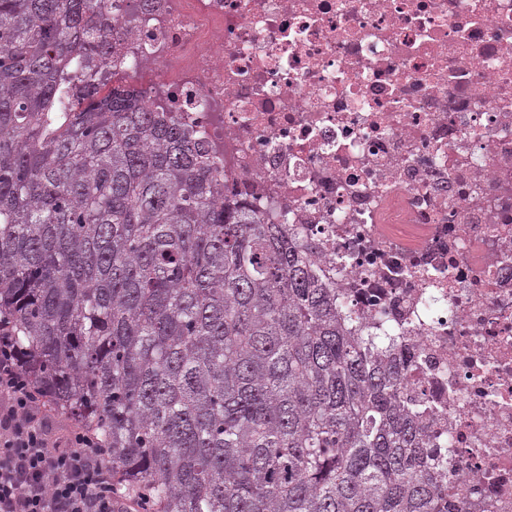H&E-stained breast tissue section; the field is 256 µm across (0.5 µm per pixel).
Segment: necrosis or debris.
Returning a JSON list of instances; mask_svg holds the SVG:
<instances>
[{
  "label": "necrosis or debris",
  "instance_id": "4bbe7bcc",
  "mask_svg": "<svg viewBox=\"0 0 512 512\" xmlns=\"http://www.w3.org/2000/svg\"><path fill=\"white\" fill-rule=\"evenodd\" d=\"M111 3L117 77L411 350L456 497L512 512V0Z\"/></svg>",
  "mask_w": 512,
  "mask_h": 512
}]
</instances>
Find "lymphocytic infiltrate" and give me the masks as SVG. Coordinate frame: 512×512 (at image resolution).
<instances>
[{"label":"lymphocytic infiltrate","mask_w":512,"mask_h":512,"mask_svg":"<svg viewBox=\"0 0 512 512\" xmlns=\"http://www.w3.org/2000/svg\"><path fill=\"white\" fill-rule=\"evenodd\" d=\"M116 494L95 437L78 427L52 437L42 393L0 336V512H116Z\"/></svg>","instance_id":"1"}]
</instances>
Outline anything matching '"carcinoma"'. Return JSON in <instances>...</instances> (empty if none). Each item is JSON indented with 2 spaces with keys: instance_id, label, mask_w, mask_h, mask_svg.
<instances>
[{
  "instance_id": "cac0c4a2",
  "label": "carcinoma",
  "mask_w": 512,
  "mask_h": 512,
  "mask_svg": "<svg viewBox=\"0 0 512 512\" xmlns=\"http://www.w3.org/2000/svg\"><path fill=\"white\" fill-rule=\"evenodd\" d=\"M109 0H0V335L139 512H466L383 336L123 82Z\"/></svg>"
}]
</instances>
